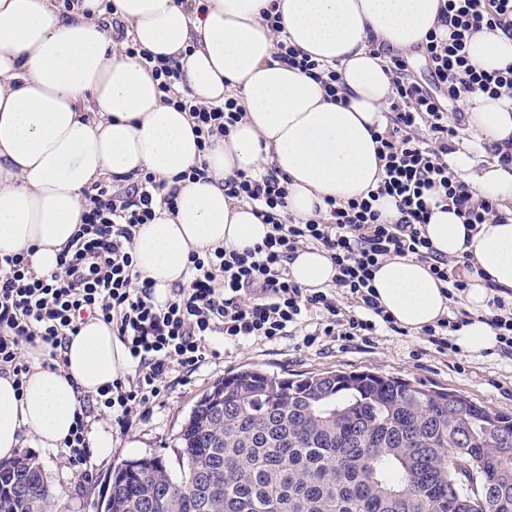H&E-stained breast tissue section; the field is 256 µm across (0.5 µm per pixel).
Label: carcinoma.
I'll return each instance as SVG.
<instances>
[{"instance_id": "1", "label": "carcinoma", "mask_w": 512, "mask_h": 512, "mask_svg": "<svg viewBox=\"0 0 512 512\" xmlns=\"http://www.w3.org/2000/svg\"><path fill=\"white\" fill-rule=\"evenodd\" d=\"M178 440L180 476L158 456L122 462L97 512H512V414L398 376L242 368ZM53 502L34 457L0 461V512Z\"/></svg>"}]
</instances>
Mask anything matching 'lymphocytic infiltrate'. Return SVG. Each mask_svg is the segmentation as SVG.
I'll list each match as a JSON object with an SVG mask.
<instances>
[{
  "label": "lymphocytic infiltrate",
  "instance_id": "obj_1",
  "mask_svg": "<svg viewBox=\"0 0 512 512\" xmlns=\"http://www.w3.org/2000/svg\"><path fill=\"white\" fill-rule=\"evenodd\" d=\"M437 24L438 32L421 47L431 85L410 75L407 56L391 52L384 58L393 95L386 124L376 134L384 175L375 189L345 203L328 201L317 217L300 219L287 209V181L275 166L226 177L225 196L249 204L270 226L268 237L244 250L216 246L191 252L186 283L158 304L153 284L136 268L133 241L137 228L152 223L158 210H174L176 187L149 171L125 185L95 184L85 192L81 227L55 271L35 272L22 251L0 253V367L11 368L16 383H23L30 368L21 350L39 344L48 349L52 369H60L70 336L88 319L103 320L126 346L135 374L114 379L95 400L124 428L165 395L172 372L200 367L213 336L230 348L298 334L302 347L331 342L343 350L354 343L373 345L383 331L405 335L372 285L374 270L387 259L413 256L428 263L451 299H461L473 267L433 248L425 230L428 194L436 192L473 227L499 214L493 201L473 200L448 162L457 150L458 126L449 123L446 103L475 92L512 100V63L479 70L466 51L468 38L485 28L512 36V0H443ZM277 49L283 64L315 78L336 98L335 69L287 41H278ZM147 60L165 101L193 118L200 148L228 136L242 119L238 99L203 104L184 87L172 59L151 54ZM384 197L393 198L399 211L391 224L376 207ZM311 246L327 252L337 270L323 288L301 287L289 271L297 252Z\"/></svg>",
  "mask_w": 512,
  "mask_h": 512
}]
</instances>
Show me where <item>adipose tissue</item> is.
I'll use <instances>...</instances> for the list:
<instances>
[{
    "label": "adipose tissue",
    "instance_id": "obj_1",
    "mask_svg": "<svg viewBox=\"0 0 512 512\" xmlns=\"http://www.w3.org/2000/svg\"><path fill=\"white\" fill-rule=\"evenodd\" d=\"M191 16L182 0H113L114 14L143 48L176 61L202 103L234 92L245 115L231 134L200 152L188 113L166 104L139 56L117 50L102 24L100 0L61 14L53 0H0V251L25 250L32 268L50 273L81 224L85 189L104 173L148 170L178 184L174 212L140 226L134 260L165 301L187 279L191 251L243 249L269 232L250 206L224 195V178L275 165L288 179V210L314 216L325 199L346 202L376 188L383 175L373 129L382 127L393 93L378 48L408 52L425 43L440 0H207ZM276 9L284 35L339 73L341 96L327 100L319 81L276 57V35L263 19ZM469 59L490 71L512 63V39L482 30ZM468 152L448 160L473 196L497 203L499 221L469 230L452 207L431 208L426 233L448 257L470 256L475 272L464 295L472 316L455 338L480 355L498 342L485 318L493 287L512 289V170L479 163L484 145L512 140V102L482 93L462 100ZM207 161L208 181L181 175ZM305 288L331 284L327 253L299 251L289 265ZM381 305L409 330L447 315L450 297L425 262L395 257L374 272ZM23 386L0 375V460H11L23 433L41 447L68 437L79 397L109 384L128 365L110 325L87 320L65 347L62 368L42 367L41 350Z\"/></svg>",
    "mask_w": 512,
    "mask_h": 512
}]
</instances>
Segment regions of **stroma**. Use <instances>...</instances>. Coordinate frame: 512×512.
Segmentation results:
<instances>
[{
	"label": "stroma",
	"instance_id": "1",
	"mask_svg": "<svg viewBox=\"0 0 512 512\" xmlns=\"http://www.w3.org/2000/svg\"><path fill=\"white\" fill-rule=\"evenodd\" d=\"M214 356L191 374L173 373L170 389L162 403L142 411L125 430L113 429L112 454L93 459L91 475H83L69 463L64 448L40 447L36 437L23 435L20 454L35 457L45 478L56 494L53 512H94L105 495L108 476L114 466L128 459L157 456L171 470H178L177 437L197 400L218 380L243 367H256L288 376L325 370H371L394 375L426 385H440L459 390L478 402L512 413V360L500 357L467 359L466 370H458L453 354L427 350L422 336H381L375 345H336L305 349L299 339L288 336L273 342H248L225 348L221 337L211 340Z\"/></svg>",
	"mask_w": 512,
	"mask_h": 512
}]
</instances>
